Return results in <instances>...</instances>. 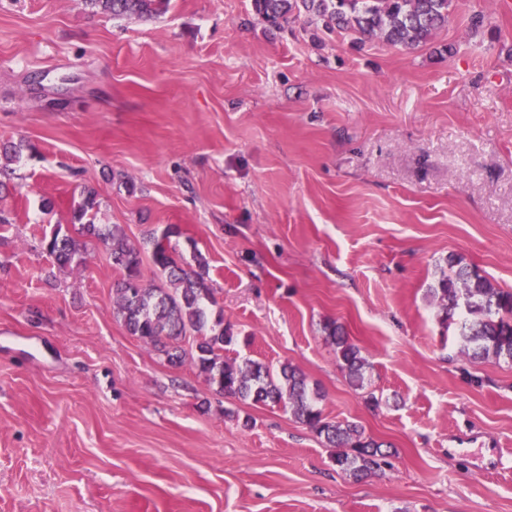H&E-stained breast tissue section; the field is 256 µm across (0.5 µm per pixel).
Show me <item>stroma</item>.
Returning <instances> with one entry per match:
<instances>
[{"label":"stroma","instance_id":"obj_1","mask_svg":"<svg viewBox=\"0 0 512 512\" xmlns=\"http://www.w3.org/2000/svg\"><path fill=\"white\" fill-rule=\"evenodd\" d=\"M351 41L252 0H0V139L25 144L0 197V512H512V363L461 357L430 294L452 255L512 291V5L452 0L414 50ZM87 188L149 282L151 234L179 227L228 357L299 366L391 469L353 481L282 407L130 336L108 250L62 268L42 245ZM91 8L113 17H150L157 14L168 0H85ZM326 339L334 346L339 367L348 384L355 389L364 388L370 364L358 345L353 343L337 322L325 325Z\"/></svg>","mask_w":512,"mask_h":512}]
</instances>
